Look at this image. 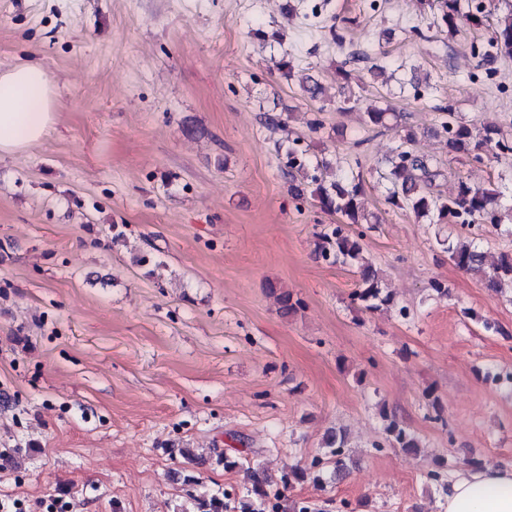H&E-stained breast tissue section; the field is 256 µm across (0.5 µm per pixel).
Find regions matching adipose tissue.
<instances>
[{"label": "adipose tissue", "mask_w": 512, "mask_h": 512, "mask_svg": "<svg viewBox=\"0 0 512 512\" xmlns=\"http://www.w3.org/2000/svg\"><path fill=\"white\" fill-rule=\"evenodd\" d=\"M56 119V87L45 66L29 60L0 70V156L43 139ZM441 512H512V464H485L449 481Z\"/></svg>", "instance_id": "obj_1"}]
</instances>
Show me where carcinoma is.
I'll use <instances>...</instances> for the list:
<instances>
[{
	"label": "carcinoma",
	"instance_id": "obj_1",
	"mask_svg": "<svg viewBox=\"0 0 512 512\" xmlns=\"http://www.w3.org/2000/svg\"><path fill=\"white\" fill-rule=\"evenodd\" d=\"M504 3L508 12L498 17L491 36L481 47L483 55L493 59L512 58V3L509 0ZM490 14L491 4L485 0H467L465 10L461 0H438L433 24L452 36L461 26L484 29ZM437 112L439 120L435 135L448 149V154L464 156L478 163L489 154L498 159H512V134L500 124L493 121L466 123L452 103L438 106ZM397 120L398 115L391 107L375 104L368 105L360 115L361 124L367 130L387 128L397 124ZM412 141L413 135L406 133L387 158L388 170L383 179L387 182L385 201L389 206L409 212L426 224H453L462 230L512 224V206L502 204V191L497 188H481L461 179L454 182L447 194L438 190L437 181L444 177L443 170L431 164L425 156L415 153L410 148ZM285 156L294 198L300 200L309 191L324 210L339 217V223L329 225L319 234L317 256L356 270L358 281L350 294L351 303L374 311L392 306L393 293L381 270L365 254L362 234L350 233L354 226L379 223V216L368 207L360 178L342 174L327 162L310 167L307 150L295 140L288 146ZM440 245L458 269L482 281L491 291L512 287V255L503 254L490 262L474 240L461 235L454 240L444 239ZM384 432L400 448L414 451L420 447L418 438L395 420L387 423ZM346 443L342 431L326 436L325 460H316L318 465L326 464V469L313 477L314 482L322 486L329 484L348 470V457L344 452ZM250 481V493L239 501V512H263L256 502L267 497V480L262 472L254 470ZM195 505L196 512H227L228 509L222 493L203 495L195 499Z\"/></svg>",
	"mask_w": 512,
	"mask_h": 512
}]
</instances>
